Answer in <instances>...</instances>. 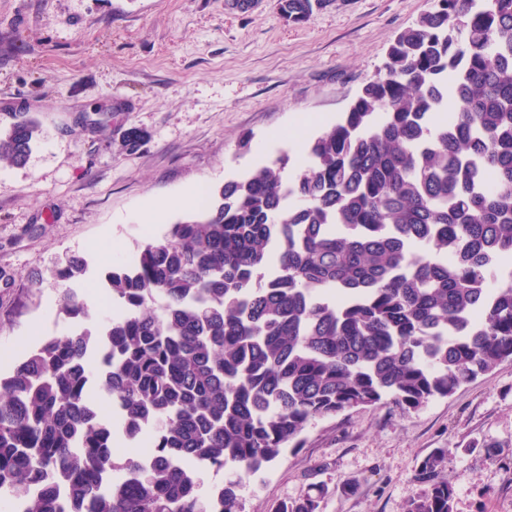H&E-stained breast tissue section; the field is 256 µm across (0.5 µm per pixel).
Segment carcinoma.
I'll return each mask as SVG.
<instances>
[{
	"mask_svg": "<svg viewBox=\"0 0 512 512\" xmlns=\"http://www.w3.org/2000/svg\"><path fill=\"white\" fill-rule=\"evenodd\" d=\"M329 0H280L292 24ZM435 0L377 77L307 144L203 194L200 210L105 273L123 313L71 288L95 331L45 339L0 377V491L25 512H242L243 477L309 423L447 397L512 361V0ZM39 128L0 132L24 165ZM77 254L55 268L82 276ZM106 397L114 409L103 415ZM144 436V460L115 444ZM447 450L420 460L407 512H454ZM203 469L231 471L202 499ZM275 512H321V495Z\"/></svg>",
	"mask_w": 512,
	"mask_h": 512,
	"instance_id": "cac0c4a2",
	"label": "carcinoma"
}]
</instances>
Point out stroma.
<instances>
[{"instance_id":"35a3bbf8","label":"stroma","mask_w":512,"mask_h":512,"mask_svg":"<svg viewBox=\"0 0 512 512\" xmlns=\"http://www.w3.org/2000/svg\"><path fill=\"white\" fill-rule=\"evenodd\" d=\"M433 5L331 0L294 25L278 0H0V129L21 114L42 131L25 165H0V373L70 331L57 257L88 259L70 286L111 314L101 272L186 217L169 199L283 154L299 164V142L336 124ZM96 109L105 122L84 125ZM132 128L145 135L135 150ZM149 201L167 212L148 228ZM488 442L502 455L487 457ZM436 448L448 451L454 512H512V361L408 413L379 404L313 421L298 447L243 479L240 500L274 512L318 493L322 512H407L416 466Z\"/></svg>"}]
</instances>
